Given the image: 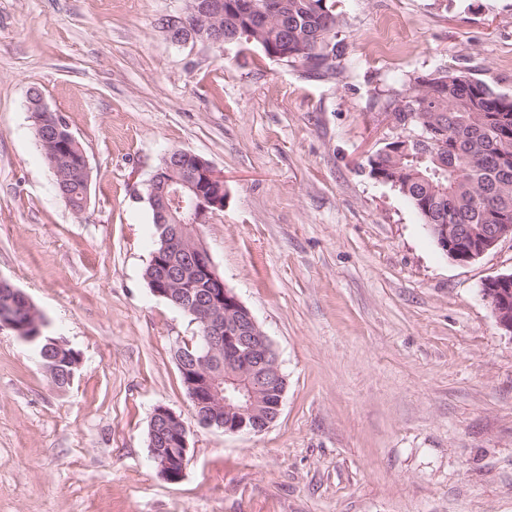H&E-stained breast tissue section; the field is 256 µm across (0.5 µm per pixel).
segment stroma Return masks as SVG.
Returning <instances> with one entry per match:
<instances>
[{
	"mask_svg": "<svg viewBox=\"0 0 512 512\" xmlns=\"http://www.w3.org/2000/svg\"><path fill=\"white\" fill-rule=\"evenodd\" d=\"M342 53L313 77L237 41L172 44L188 0H0V277L80 355L58 387L0 329V512H512V336L480 288L512 241L447 258L367 159L389 90L437 69L512 98V0H328ZM63 115L90 198H61L28 110ZM182 149L224 177L200 228L287 379L260 433L193 424L173 353L197 326L144 278L146 186ZM190 421L183 477L149 454ZM189 426L180 415L159 406L150 419V458L158 473L167 481L182 478L189 451Z\"/></svg>",
	"mask_w": 512,
	"mask_h": 512,
	"instance_id": "1",
	"label": "stroma"
}]
</instances>
